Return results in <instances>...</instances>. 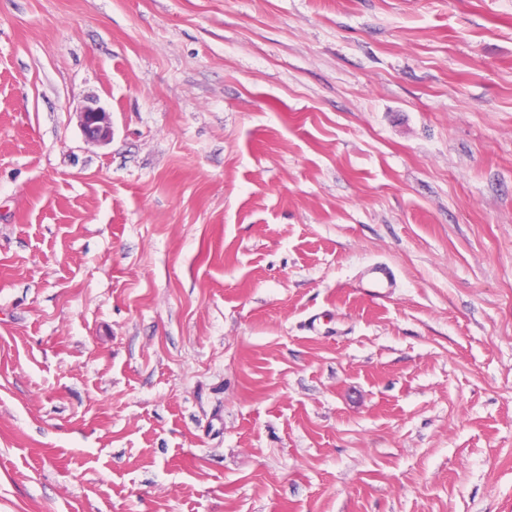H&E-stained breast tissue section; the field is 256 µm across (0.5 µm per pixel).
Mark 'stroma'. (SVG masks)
Here are the masks:
<instances>
[{
  "label": "stroma",
  "mask_w": 512,
  "mask_h": 512,
  "mask_svg": "<svg viewBox=\"0 0 512 512\" xmlns=\"http://www.w3.org/2000/svg\"><path fill=\"white\" fill-rule=\"evenodd\" d=\"M0 512H512V0H0ZM79 123L85 137L94 144H103L112 136L110 114L100 107L87 106L79 113Z\"/></svg>",
  "instance_id": "stroma-1"
}]
</instances>
